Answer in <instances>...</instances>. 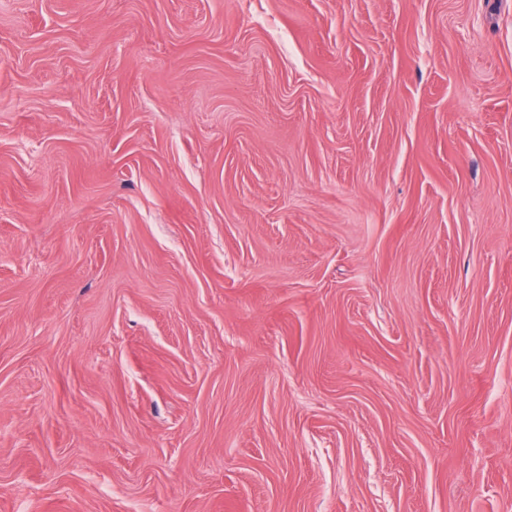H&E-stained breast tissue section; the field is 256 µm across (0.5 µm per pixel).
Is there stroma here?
Wrapping results in <instances>:
<instances>
[{"mask_svg": "<svg viewBox=\"0 0 512 512\" xmlns=\"http://www.w3.org/2000/svg\"><path fill=\"white\" fill-rule=\"evenodd\" d=\"M0 512H512V0H0Z\"/></svg>", "mask_w": 512, "mask_h": 512, "instance_id": "obj_1", "label": "stroma"}]
</instances>
